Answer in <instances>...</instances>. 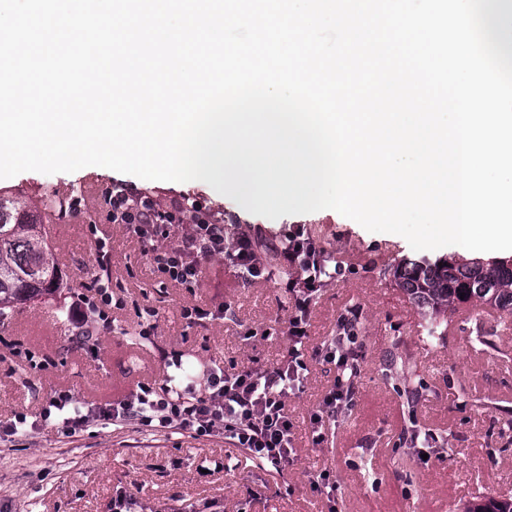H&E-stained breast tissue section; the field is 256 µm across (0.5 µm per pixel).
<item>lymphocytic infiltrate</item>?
Listing matches in <instances>:
<instances>
[{
	"label": "lymphocytic infiltrate",
	"mask_w": 512,
	"mask_h": 512,
	"mask_svg": "<svg viewBox=\"0 0 512 512\" xmlns=\"http://www.w3.org/2000/svg\"><path fill=\"white\" fill-rule=\"evenodd\" d=\"M109 220L121 224L143 244L153 268L187 291L203 281L209 260H223L242 283L274 282L288 296L283 334L285 350L269 367H224L216 362L188 363L183 353L161 354L162 378L141 384L131 396L97 407L85 406L73 395L50 396L42 420H54L58 433L73 435L100 426L135 423L152 432L177 430L200 438L223 435L225 442L245 451L250 461L284 474L296 458V425L288 413L290 397L303 392L309 363L335 364L336 377L309 417L312 442L321 445L343 408L352 406L361 374L348 345L358 310L342 315L335 336L321 347L308 346L309 327L321 290L342 273L324 250L295 224L275 240L262 234L235 233L212 219L203 198L183 195L159 204L149 193L116 183L103 195ZM275 262L267 264L264 252ZM112 245L109 237L95 240L97 274L87 291L75 294L69 317L78 330L76 348L93 354L92 338L99 323L108 321L114 296L111 285Z\"/></svg>",
	"instance_id": "1"
}]
</instances>
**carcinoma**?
<instances>
[{"mask_svg": "<svg viewBox=\"0 0 512 512\" xmlns=\"http://www.w3.org/2000/svg\"><path fill=\"white\" fill-rule=\"evenodd\" d=\"M42 216L0 194V321L20 305L62 288L55 254L45 245ZM393 276L426 318L427 337L442 335L447 313L468 304L512 315V262H404ZM466 512H512V500L488 498Z\"/></svg>", "mask_w": 512, "mask_h": 512, "instance_id": "carcinoma-1", "label": "carcinoma"}]
</instances>
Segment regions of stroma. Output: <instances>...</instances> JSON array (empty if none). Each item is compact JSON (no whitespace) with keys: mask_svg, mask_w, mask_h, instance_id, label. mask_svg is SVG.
I'll use <instances>...</instances> for the list:
<instances>
[{"mask_svg":"<svg viewBox=\"0 0 512 512\" xmlns=\"http://www.w3.org/2000/svg\"><path fill=\"white\" fill-rule=\"evenodd\" d=\"M151 192L159 202L185 193L205 199L212 209L237 215L236 231L261 229L278 234L291 224L306 225L319 245L345 267L343 278L324 288L310 328L318 346L351 307L361 315L354 349L362 365L355 402L321 445H313L307 415L334 377L333 365L315 362L305 393L290 398L296 419L297 461L285 475L248 462L223 436L193 438L133 428L101 429L64 437L44 426L0 450V512H112V494L125 486L135 494V512H327L311 491L309 470L327 469L339 484L337 512H465L477 499L512 498V429L501 419L512 412V316L450 317L442 339L420 335L422 318L396 287L392 272L402 259L457 258L455 246L422 252L393 233H373L332 209L268 219L242 209L211 186L193 181L145 180L116 171L80 169L72 173L34 171L0 179V188L33 204L45 197L82 198L66 219L49 217L46 244L58 259L64 287L54 298L17 309L0 323V338L20 343L46 362L30 369L0 347V422L19 413L38 418L47 394L57 390L95 405L130 396L137 383L161 372L159 349L183 351L223 364H274L285 340L279 331L286 303L270 283L242 285L222 260L207 263L203 285L188 293L161 285L138 240L120 224L108 223L102 194L112 182ZM112 239V290L122 300L111 323L97 336L98 358L74 348L75 328L68 308L75 293L95 274L94 232ZM231 304L232 318L207 329L187 328L181 306ZM160 311L153 335L141 337L139 308ZM483 327L484 338L474 334ZM270 331V339L259 334ZM437 441L421 463L402 438L409 422ZM238 460L229 473L226 459ZM260 497L242 506L245 486Z\"/></svg>","mask_w":512,"mask_h":512,"instance_id":"35a3bbf8","label":"stroma"}]
</instances>
